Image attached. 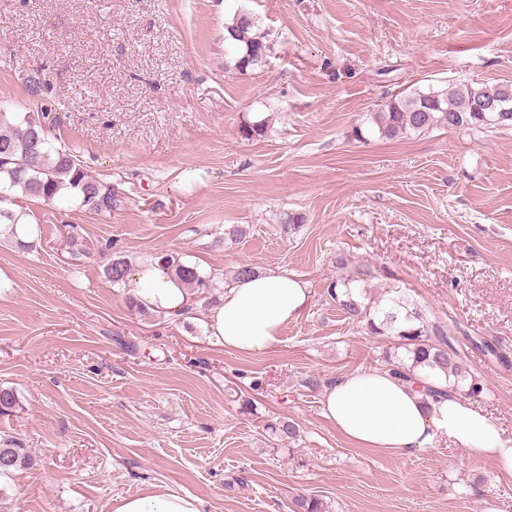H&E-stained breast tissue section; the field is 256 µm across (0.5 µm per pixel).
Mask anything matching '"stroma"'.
Returning a JSON list of instances; mask_svg holds the SVG:
<instances>
[{
	"label": "stroma",
	"instance_id": "stroma-1",
	"mask_svg": "<svg viewBox=\"0 0 512 512\" xmlns=\"http://www.w3.org/2000/svg\"><path fill=\"white\" fill-rule=\"evenodd\" d=\"M240 9L273 42L243 73L224 38ZM33 71L56 104L53 145L125 203L7 202L29 232L0 236V387L19 400L0 438L37 463L0 479V512H112L153 485L203 512H293L300 496L326 512H512L492 462L444 438L360 448L321 406L324 385L395 348L329 297L342 260L370 268L364 298L399 293L466 332L476 403L512 440V129L351 136L404 90L512 83V0H0L1 105L35 110ZM259 116L264 134L242 137ZM165 252L211 278L180 320L104 274L113 256ZM241 264L310 289L262 354L220 346L203 321ZM281 420L297 440L271 438Z\"/></svg>",
	"mask_w": 512,
	"mask_h": 512
}]
</instances>
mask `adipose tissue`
Instances as JSON below:
<instances>
[{
  "mask_svg": "<svg viewBox=\"0 0 512 512\" xmlns=\"http://www.w3.org/2000/svg\"><path fill=\"white\" fill-rule=\"evenodd\" d=\"M137 297L145 307L175 318L194 301L192 291L164 269L160 260L135 267ZM305 284L285 271L265 270L225 288L204 321L225 348L263 353L280 343L288 323L303 314ZM322 414L358 447L412 454L448 438L471 457L492 462L512 477V441L502 428L458 396L425 401L419 386L394 379L384 370L356 371L326 385ZM113 512H201L199 499L154 486L118 500Z\"/></svg>",
  "mask_w": 512,
  "mask_h": 512,
  "instance_id": "adipose-tissue-1",
  "label": "adipose tissue"
}]
</instances>
